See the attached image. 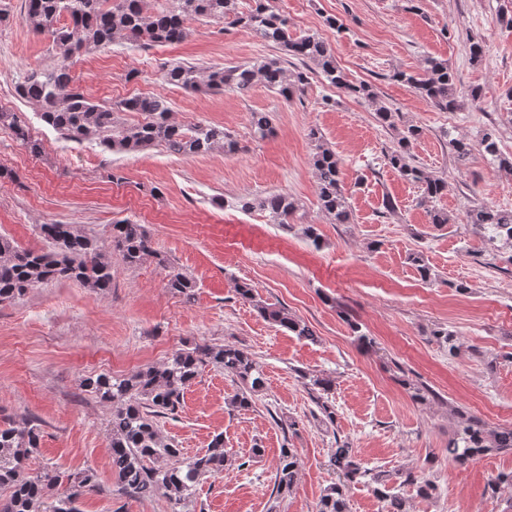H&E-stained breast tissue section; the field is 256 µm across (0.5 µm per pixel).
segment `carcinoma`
I'll return each instance as SVG.
<instances>
[{
    "mask_svg": "<svg viewBox=\"0 0 512 512\" xmlns=\"http://www.w3.org/2000/svg\"><path fill=\"white\" fill-rule=\"evenodd\" d=\"M25 24L36 33L49 31L53 44L64 61L88 51L125 40L139 47L172 45L187 36V22L194 18L231 19V23L249 29L263 41L279 47L285 57L295 58L306 69L288 73L284 57L272 58L253 66L235 65L201 69L196 65L173 64L166 68V84L185 90L222 92L228 88L242 96L249 95L256 81L286 100L301 93L310 75L320 70L331 85L376 105L379 121L394 126L395 113L376 104L372 86L354 83L336 67L328 44L313 35L293 31L288 18L275 12L270 0H254L247 14L237 11V0H165L153 9L148 0H25ZM313 66H308V63ZM415 93L429 100L442 112L458 109L454 74L448 62L427 61L423 73L399 75ZM18 95L40 108L41 119L64 138L82 142L94 140L107 152H137L162 146L177 155H204L216 149L230 155L239 145L224 127L196 124L183 128L171 122L166 97L133 96L109 104L87 98L75 84L64 63L51 69L32 68L16 86ZM119 112H139L144 120L132 126H121ZM11 130L30 154H41V143L19 124L12 112L0 110V128ZM254 135L265 138L273 128L265 112L251 113ZM421 136L416 126L404 128L398 147L385 155L387 165L405 181L421 190L420 204L433 202L448 187L445 178L432 174L420 165L413 154V144ZM457 160H467L480 151L492 163L512 170V159L501 155L497 129L483 130L478 146L464 140H452ZM321 208L336 223L347 224L350 206L341 183L340 163L336 153L318 144L312 157ZM241 208L256 206L269 212L276 224L288 223L297 210L296 201L285 193H272L258 202L240 201ZM465 221L491 247L503 243L512 247V211L494 209L484 204L469 206ZM40 233L54 249L49 252L19 247L12 239L0 235V303L11 301L29 290L52 280H73L86 288L106 293L112 288V261L97 242L72 224H41ZM111 249L129 267H136L153 257L166 270V287L171 292L192 297L195 282L162 256L152 246L151 237L142 224L129 220L112 225ZM234 291L244 303L253 306L268 322L295 335L311 339L313 331L278 307L263 301L248 283H236ZM212 365L236 379L239 387L230 405L239 410L252 408L254 396L265 388V374L254 355L234 345L196 344L180 348L160 364L146 365L125 376L101 373L83 382L85 391L112 408V476L120 494L150 497L164 492L173 504V512L192 501L197 487L224 472L227 450L224 434L215 435L206 450L188 456L183 449L161 434L160 420L174 415L180 408L185 390L191 386L203 366ZM305 386L315 394L324 420L334 421V408L328 395L335 381L329 376L303 372ZM39 447V425L30 419L22 426H0V512H43L45 489L57 484L69 485L68 492L57 497L49 512H81L80 498L86 491L98 489L95 475L87 470L66 474L46 470L40 475L28 471V460ZM512 450V427L489 429L474 416L462 415L455 436L448 442V457L463 466L492 451ZM338 474L321 496L318 512H348L347 492L355 483H373L374 491L386 503L385 512H408L407 500L391 483L412 486L417 496L432 497L435 486L412 469L383 474L360 462L345 443L337 445L329 460ZM300 461L296 449L282 448L277 462L272 494L283 500L296 488Z\"/></svg>",
    "mask_w": 512,
    "mask_h": 512,
    "instance_id": "1",
    "label": "carcinoma"
}]
</instances>
